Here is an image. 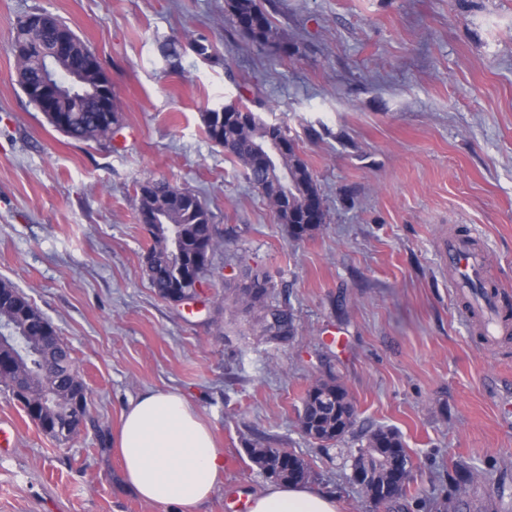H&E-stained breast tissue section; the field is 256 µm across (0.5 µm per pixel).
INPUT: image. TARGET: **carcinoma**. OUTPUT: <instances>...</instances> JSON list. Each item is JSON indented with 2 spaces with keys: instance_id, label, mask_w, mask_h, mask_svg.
<instances>
[{
  "instance_id": "1",
  "label": "carcinoma",
  "mask_w": 512,
  "mask_h": 512,
  "mask_svg": "<svg viewBox=\"0 0 512 512\" xmlns=\"http://www.w3.org/2000/svg\"><path fill=\"white\" fill-rule=\"evenodd\" d=\"M224 12L236 26L243 20L249 22L246 35L259 48L273 54L282 49L283 43L261 0H225ZM42 18L39 26L20 20L10 45V51L21 52L16 57L20 87L32 77L34 63L47 39L60 33L69 37L74 52L84 58L87 75L83 89L89 93L98 83L108 82L96 57L64 21L49 14ZM230 110V114L225 108L203 114L208 138L224 149L226 157L243 166L249 184L273 204L278 220L288 227L293 240L311 235L325 223L326 210L320 209L319 223H309L310 204L321 205L323 201L312 171L298 153L296 139L286 128L265 121L244 101ZM65 135L84 142L110 141L114 137L102 113L93 111L91 95L87 96L86 111L69 113ZM139 212L154 219L146 254L147 277L155 294L167 301L176 291L190 290L207 265L209 254L219 247L212 215L197 194L164 180L140 187ZM274 288L267 276L256 275L242 288L240 300L248 308L259 309L265 335L286 338L294 333V317L288 304L272 300ZM51 334L56 330L30 299L13 285L0 281V336L11 337L8 350L0 358V385L12 396L15 371L31 375L15 401L45 434L58 439L64 420L87 418V391L70 348L60 338L48 342ZM356 417L348 391L331 374L307 389L298 410V424L306 430V436L322 444L345 437L355 426ZM249 454L272 483L312 480L310 465L287 448H251ZM353 467L365 470L366 495L379 500L386 499L392 471L401 472L402 494L416 480L401 436L390 428H378L366 435V444L357 449Z\"/></svg>"
}]
</instances>
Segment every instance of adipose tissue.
Wrapping results in <instances>:
<instances>
[{"label": "adipose tissue", "instance_id": "ef3b65f1", "mask_svg": "<svg viewBox=\"0 0 512 512\" xmlns=\"http://www.w3.org/2000/svg\"><path fill=\"white\" fill-rule=\"evenodd\" d=\"M125 488L177 512H198L224 481V456L197 407L176 392L129 401L117 433ZM250 512H338L335 494L272 483L251 495Z\"/></svg>", "mask_w": 512, "mask_h": 512}]
</instances>
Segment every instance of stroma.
Listing matches in <instances>:
<instances>
[{
    "instance_id": "obj_1",
    "label": "stroma",
    "mask_w": 512,
    "mask_h": 512,
    "mask_svg": "<svg viewBox=\"0 0 512 512\" xmlns=\"http://www.w3.org/2000/svg\"><path fill=\"white\" fill-rule=\"evenodd\" d=\"M263 5L287 55L258 49L224 0H0V280L51 321L91 396L81 432L58 441L0 390V420L19 428L0 456V512H173L124 488L113 442L149 390L184 394L227 456L199 512L266 487L248 455L259 447L302 455L339 512H512V340L489 346L464 319L439 257L448 239L478 238L512 315V0ZM34 12L96 56L122 114L114 141L67 137L21 90L9 45ZM200 40L217 54L200 56ZM242 96L312 170L328 213L313 237L292 240L207 138L202 114ZM154 180L205 200L221 242L202 295L179 305L144 273L139 187ZM256 273L294 336L269 339L233 306ZM329 371L358 418L323 448L297 409ZM380 427L400 432L416 480L372 505L351 455ZM459 465L476 475L462 492Z\"/></svg>"
}]
</instances>
